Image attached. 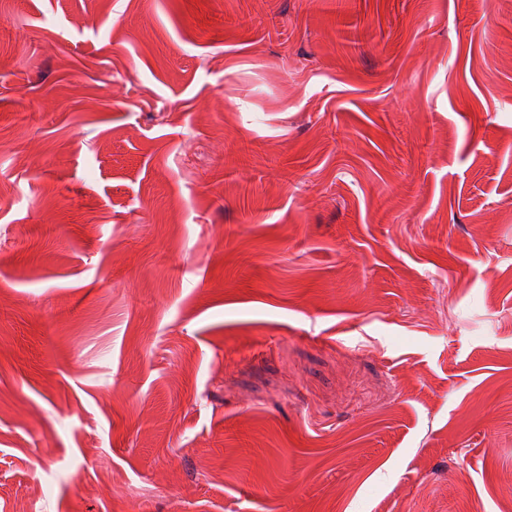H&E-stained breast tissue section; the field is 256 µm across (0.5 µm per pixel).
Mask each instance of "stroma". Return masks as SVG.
<instances>
[{"mask_svg":"<svg viewBox=\"0 0 512 512\" xmlns=\"http://www.w3.org/2000/svg\"><path fill=\"white\" fill-rule=\"evenodd\" d=\"M512 0H0V512H507Z\"/></svg>","mask_w":512,"mask_h":512,"instance_id":"35a3bbf8","label":"stroma"}]
</instances>
